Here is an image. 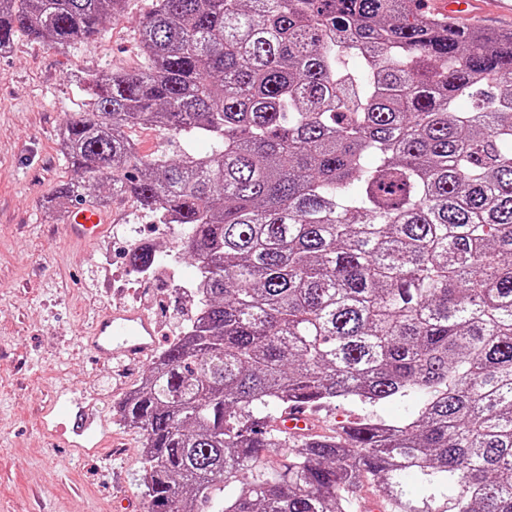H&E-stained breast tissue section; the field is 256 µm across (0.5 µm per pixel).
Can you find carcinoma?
<instances>
[{
    "instance_id": "1",
    "label": "carcinoma",
    "mask_w": 512,
    "mask_h": 512,
    "mask_svg": "<svg viewBox=\"0 0 512 512\" xmlns=\"http://www.w3.org/2000/svg\"><path fill=\"white\" fill-rule=\"evenodd\" d=\"M125 2L0 0V52L91 39ZM414 2L151 0L146 64L77 76L49 203L129 198L196 269L120 407L147 512H350L366 483L386 512H512V31ZM147 125L207 149L141 156ZM337 402L405 413L268 425ZM312 422L313 419L305 413V409L300 408L289 410L287 414L283 413L276 418L275 426L291 436H299L308 433L305 429L309 428Z\"/></svg>"
}]
</instances>
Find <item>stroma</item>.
I'll return each instance as SVG.
<instances>
[{"label": "stroma", "mask_w": 512, "mask_h": 512, "mask_svg": "<svg viewBox=\"0 0 512 512\" xmlns=\"http://www.w3.org/2000/svg\"><path fill=\"white\" fill-rule=\"evenodd\" d=\"M149 0L97 37L62 49L20 40L0 55V512H146L142 436L120 421V405L148 365L101 362L84 333L105 305L143 306L160 345L180 335L194 310L189 262L140 277L125 257L144 241L165 252L175 235L118 198L95 244H72L65 213L46 200L71 172L57 143L85 95L73 79L90 67L139 68L136 44ZM139 154L176 157L205 142L134 130Z\"/></svg>", "instance_id": "obj_1"}]
</instances>
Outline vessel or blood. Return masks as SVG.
I'll return each mask as SVG.
<instances>
[{"instance_id":"b4317fda","label":"vessel or blood","mask_w":512,"mask_h":512,"mask_svg":"<svg viewBox=\"0 0 512 512\" xmlns=\"http://www.w3.org/2000/svg\"><path fill=\"white\" fill-rule=\"evenodd\" d=\"M110 218L103 210L92 205H81L70 211L65 232L71 239L96 242L107 230ZM158 327L143 308L122 305L106 307L96 319L87 344L102 360L117 355L130 360L152 357L157 347ZM312 423L304 409H294L282 414L275 421L276 428L292 436L304 434Z\"/></svg>"}]
</instances>
